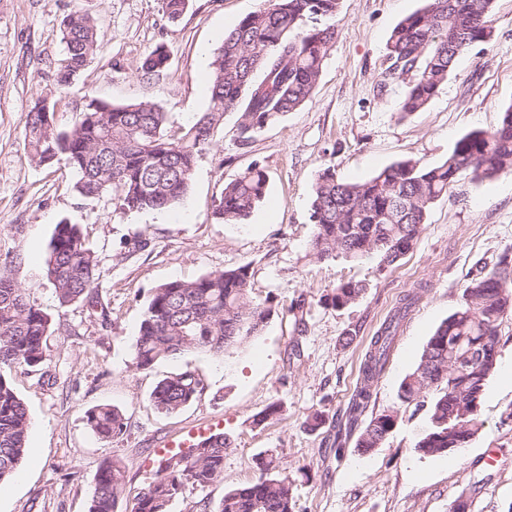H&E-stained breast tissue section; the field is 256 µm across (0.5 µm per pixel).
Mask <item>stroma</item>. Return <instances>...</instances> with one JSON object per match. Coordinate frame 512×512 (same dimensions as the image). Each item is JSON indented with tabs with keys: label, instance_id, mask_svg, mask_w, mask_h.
Listing matches in <instances>:
<instances>
[{
	"label": "stroma",
	"instance_id": "1",
	"mask_svg": "<svg viewBox=\"0 0 512 512\" xmlns=\"http://www.w3.org/2000/svg\"><path fill=\"white\" fill-rule=\"evenodd\" d=\"M263 0H190L168 20L160 0H0V273H6L51 320L49 357L38 371L7 377L29 418L28 449L19 474L0 482V512H87L105 460L126 468L117 512H133L136 494L152 481L156 448L190 426L217 423L228 446L224 475L205 491L186 490L169 512H192L196 501L218 503L225 491L258 473L274 452L293 488L294 512H449L459 496L469 512H512V313L499 327L497 367L481 403L483 426L452 457L422 456L415 443L427 410L401 403L398 389L415 368L436 327L462 303L471 278L512 248V173L490 181L458 177L430 207L413 248L384 268L378 255L318 260L311 248L312 185L320 170L357 182L393 162L441 163L455 142L489 130L512 104V0H494V37L459 57L451 75L421 111L397 112L406 85L381 86L389 35L422 0H341L337 35L312 97L257 133L238 138L226 112L200 159L187 195L174 207L125 213L111 198L89 199L64 165L30 164L22 116L47 101L65 129L94 96L120 105H160L172 129L190 126L209 101V63L224 39ZM91 15L102 34L99 52L66 89L55 67L64 54L62 22ZM166 69L143 75L142 59L157 45ZM269 175L267 194L245 224L213 216L225 182L252 164ZM81 225L99 261L94 305L60 306L44 272L56 224ZM146 250L129 252L135 238ZM247 265L254 300L273 313L244 346L212 357L188 351L139 371L132 365L142 313L152 290ZM364 290L342 309L326 298L336 283ZM420 299L409 313L384 373L374 381L367 415L394 410L384 443L361 453L354 443L332 446L357 388L370 341L407 291ZM303 302L302 311L292 310ZM196 370L205 390L173 416L150 403L156 382ZM118 407L127 428L106 442L86 422L87 410ZM323 423L310 430L307 421ZM498 461L486 462L489 451Z\"/></svg>",
	"mask_w": 512,
	"mask_h": 512
}]
</instances>
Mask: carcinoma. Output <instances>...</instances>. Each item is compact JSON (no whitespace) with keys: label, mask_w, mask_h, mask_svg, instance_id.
Returning <instances> with one entry per match:
<instances>
[{"label":"carcinoma","mask_w":512,"mask_h":512,"mask_svg":"<svg viewBox=\"0 0 512 512\" xmlns=\"http://www.w3.org/2000/svg\"><path fill=\"white\" fill-rule=\"evenodd\" d=\"M189 0H162L164 15L175 20ZM340 0H264V4L224 34L210 63V97L205 112L187 128L172 131L166 113L149 101L114 105L92 98L68 129L54 125L46 101L28 106L22 123L26 156L38 165L64 162L78 175L75 188L86 198L112 197L124 212L162 210L187 194L197 164L213 142L224 113H238V138L254 134L302 106L313 95L323 61L336 36ZM493 0H424L405 16L387 42L381 85L399 80L406 92L398 105L406 116L422 110L448 80L456 59L473 46L492 40ZM66 50L55 70L59 88L68 86L99 47L95 19L84 12L63 20ZM169 54L158 45L142 60L145 74L167 68ZM512 171V104L496 127L474 130L458 139L440 165L418 160L393 163L360 182H344L331 168L322 169L312 189V250L320 260L341 253L352 260L371 253L386 268L409 252L432 203L466 173L478 181ZM269 177L255 163L224 184L213 215L225 224H245L265 198ZM46 277L59 305L89 298L98 279V260L86 245L80 225H55L45 259ZM249 266L211 271L193 280H174L155 288L145 306L133 352V366L147 371L187 350L219 356L257 335L272 308L251 297ZM363 285L341 282L329 300L335 308L353 303ZM418 300L408 293L372 337L365 355L363 386L349 408L358 423L371 399V383L386 368L400 327ZM512 313V254L471 279L463 302L429 337L414 370L400 383L399 398L410 403L430 389V425L416 442L423 456L448 454L468 446L481 429L482 396L497 365L498 327ZM50 319L27 289L0 274V481L20 467L27 451L29 417L4 371L40 368L48 360ZM205 389L191 370L168 375L150 394L165 416L180 412ZM393 411L370 419L357 447L381 446L392 431ZM91 430L112 441L126 430L114 406L86 412ZM224 434L216 433L191 453L171 454L139 494L134 512H166L186 487L204 489L224 473ZM259 475L224 492L216 512H293L288 477L273 455L257 463ZM126 475L118 459L99 468L88 512H116Z\"/></svg>","instance_id":"obj_1"}]
</instances>
